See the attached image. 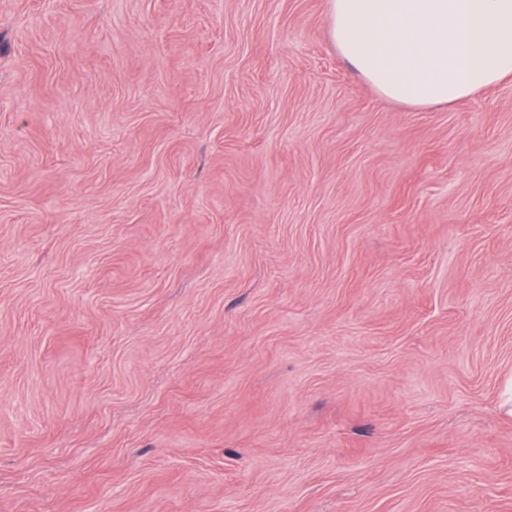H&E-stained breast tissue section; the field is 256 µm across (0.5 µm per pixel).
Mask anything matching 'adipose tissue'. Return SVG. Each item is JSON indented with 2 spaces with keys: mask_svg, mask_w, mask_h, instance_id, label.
<instances>
[{
  "mask_svg": "<svg viewBox=\"0 0 512 512\" xmlns=\"http://www.w3.org/2000/svg\"><path fill=\"white\" fill-rule=\"evenodd\" d=\"M329 37L381 96L447 106L512 79V0H326Z\"/></svg>",
  "mask_w": 512,
  "mask_h": 512,
  "instance_id": "adipose-tissue-1",
  "label": "adipose tissue"
}]
</instances>
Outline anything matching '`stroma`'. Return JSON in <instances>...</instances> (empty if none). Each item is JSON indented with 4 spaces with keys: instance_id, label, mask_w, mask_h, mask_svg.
I'll return each instance as SVG.
<instances>
[{
    "instance_id": "35a3bbf8",
    "label": "stroma",
    "mask_w": 512,
    "mask_h": 512,
    "mask_svg": "<svg viewBox=\"0 0 512 512\" xmlns=\"http://www.w3.org/2000/svg\"><path fill=\"white\" fill-rule=\"evenodd\" d=\"M512 80L383 98L325 0H0V512H512Z\"/></svg>"
}]
</instances>
